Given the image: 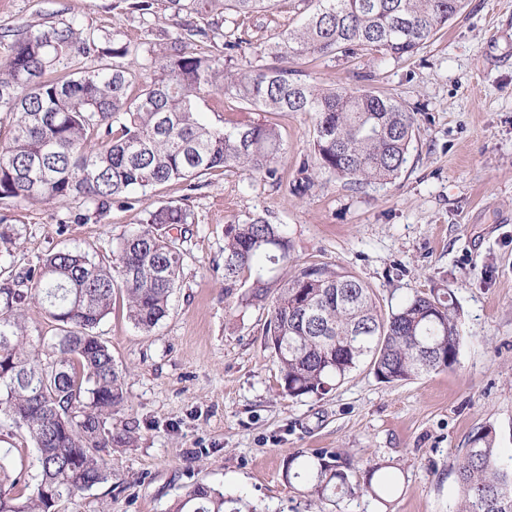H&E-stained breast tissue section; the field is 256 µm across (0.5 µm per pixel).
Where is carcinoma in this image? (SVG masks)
Returning a JSON list of instances; mask_svg holds the SVG:
<instances>
[{"label": "carcinoma", "instance_id": "obj_1", "mask_svg": "<svg viewBox=\"0 0 512 512\" xmlns=\"http://www.w3.org/2000/svg\"><path fill=\"white\" fill-rule=\"evenodd\" d=\"M278 0H166L172 16L193 10L197 20L161 30L165 53L153 75L132 65L139 46L114 43L112 62L94 69L82 59L97 50L93 33L75 22L23 25L0 40V112L14 121L0 139V202L67 205L88 202L98 213L129 195L216 171L273 177L284 154L276 123L216 126L200 102L225 92L270 114L309 112L317 165L358 189L398 176L416 132L415 113L369 89L324 88L298 78L291 64L330 54L410 57L464 7V0H314L298 27L260 49L271 59L233 72L224 57L199 53L218 47V7L234 28ZM293 192L313 185L300 164ZM194 213L184 203L147 209L146 226L120 238L112 260L81 249L48 255L37 267L0 285V427L23 434L36 451L34 483L0 462V512H68L76 496L112 478L110 449L129 443L112 432V414L126 401L124 377L112 350L95 332L122 296L135 328L153 332L169 313L183 264L180 240ZM282 224L257 215L224 232V292L241 277L242 297L267 309L264 347L276 359L279 387L291 398L319 397L366 363L385 384L412 381L458 363L464 336L461 308L446 288H432L381 309L372 290L328 264L297 269L275 287L267 274L291 258ZM39 305L53 327L30 340L25 311ZM383 465L361 470L340 448L293 455L288 483L311 501L362 497L384 502ZM461 494L456 512H512V467L501 464L495 437L482 428L456 466ZM169 512H255L195 482Z\"/></svg>", "mask_w": 512, "mask_h": 512}]
</instances>
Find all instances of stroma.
<instances>
[{
  "instance_id": "stroma-1",
  "label": "stroma",
  "mask_w": 512,
  "mask_h": 512,
  "mask_svg": "<svg viewBox=\"0 0 512 512\" xmlns=\"http://www.w3.org/2000/svg\"><path fill=\"white\" fill-rule=\"evenodd\" d=\"M311 9L309 0H282L255 13L228 68L259 65L266 41ZM71 20L94 30L103 49L141 42L138 66L164 52L158 32L169 14L160 5L142 17L122 0H0V35ZM301 69L307 81L371 89L415 112L418 130L396 179L356 190L322 173L294 196L300 163L316 160L311 114L272 116L216 92L201 106L210 123L278 124L285 154L275 177L209 175L193 191L172 181L101 216L79 201L0 204L17 231L10 247L0 246L5 273L52 251H111L140 229L150 203L184 201L196 217L156 331L143 335L118 304L97 327L127 370V403L112 425L131 426L133 441L113 449L111 480L81 492L70 512H169L198 481L260 512H453L456 464L471 434L493 429L502 460L512 459V0H466L408 58L328 55ZM78 213L85 221L74 222ZM256 214L286 225L292 241L274 281L326 263L362 280L385 309L419 291H453L464 336L458 364L390 385L364 364L322 397L282 396L263 347L266 309L224 293V230ZM321 448L343 449L362 467L384 464L383 502L314 506L303 487L288 485L287 458Z\"/></svg>"
}]
</instances>
